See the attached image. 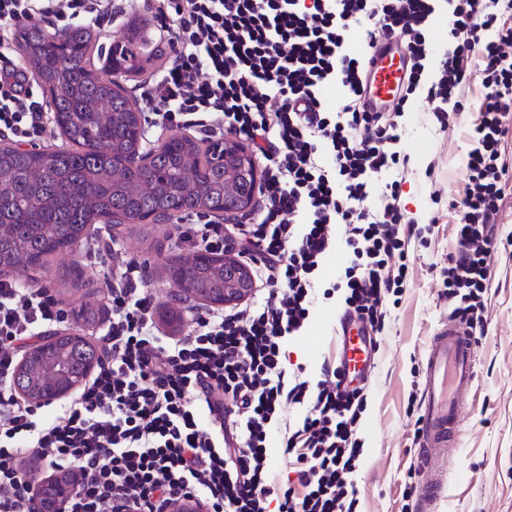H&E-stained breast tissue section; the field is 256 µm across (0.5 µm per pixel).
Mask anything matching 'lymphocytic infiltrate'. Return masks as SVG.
<instances>
[{"label":"lymphocytic infiltrate","mask_w":512,"mask_h":512,"mask_svg":"<svg viewBox=\"0 0 512 512\" xmlns=\"http://www.w3.org/2000/svg\"><path fill=\"white\" fill-rule=\"evenodd\" d=\"M498 3L448 0V48L427 84L435 0H0V138L17 145L49 129L33 75L11 58L16 27L47 22L61 32L142 5L164 20L167 58L138 88L148 127L237 136L262 169L249 215L224 225L182 214L175 244L235 251L268 290L240 307L193 308L185 336L165 341L145 266L112 244L102 359L47 419L14 396L13 352L66 313L43 289L1 278L0 512H36L29 459L80 474L66 512H163L177 496L210 512H356L366 389L342 384L327 361L307 377L286 347L321 297L382 333L412 273L399 178L404 107L425 90L434 120L446 124L476 77L485 95L466 135L457 252L439 278L452 315L482 336L507 185L502 141L512 129V26ZM373 23L403 33L411 58L386 112L365 110L368 54L350 49L353 34ZM336 85L343 103L333 110L322 93ZM375 194L380 205L368 206ZM338 249L336 281L321 289ZM277 449L292 460L290 478L272 469Z\"/></svg>","instance_id":"1"}]
</instances>
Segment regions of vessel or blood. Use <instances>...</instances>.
<instances>
[{"label":"vessel or blood","mask_w":512,"mask_h":512,"mask_svg":"<svg viewBox=\"0 0 512 512\" xmlns=\"http://www.w3.org/2000/svg\"><path fill=\"white\" fill-rule=\"evenodd\" d=\"M406 66L404 56L388 50L386 43H379L369 64L366 99L370 105L398 97ZM474 346L464 326L451 318L434 336L427 352L418 461L420 471L429 473L430 478L420 486V512H432L444 488L438 471L443 451L455 447L460 438L463 402L475 379ZM345 357L357 369L367 366L364 340L357 328L347 330Z\"/></svg>","instance_id":"vessel-or-blood-1"}]
</instances>
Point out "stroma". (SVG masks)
I'll return each instance as SVG.
<instances>
[{
	"instance_id": "obj_1",
	"label": "stroma",
	"mask_w": 512,
	"mask_h": 512,
	"mask_svg": "<svg viewBox=\"0 0 512 512\" xmlns=\"http://www.w3.org/2000/svg\"><path fill=\"white\" fill-rule=\"evenodd\" d=\"M148 50L156 48L159 23L150 12L136 14ZM128 16L92 26L91 64L104 68L111 47L126 34ZM484 90L480 81L466 89L452 125L440 131L422 95H415L402 121L406 135L399 150L407 158L403 173L407 218L418 234L406 248L413 267L400 305L393 308L382 334L369 381L367 408L361 419L364 452L357 474L359 512H407L405 488L417 469V413L409 412V397L425 383V353L429 341L448 317L439 269L455 252L458 214L451 200L464 192L463 169L469 142L465 130L479 117ZM168 224L113 226L99 222L73 256L52 258L39 283L68 311L62 331L88 338L102 335L108 321L87 326L73 316L81 302V284L89 283L107 299L112 282V257L102 252L100 238L113 234L123 251L146 262L148 287L155 309L171 305L175 287L167 265L177 251ZM488 309L485 333L476 346L475 380L465 401L460 444L451 451L444 491L434 512H512V183L498 217V252L484 294ZM292 357L316 374L324 358L334 357L336 305L320 301L303 336L291 343Z\"/></svg>"
}]
</instances>
